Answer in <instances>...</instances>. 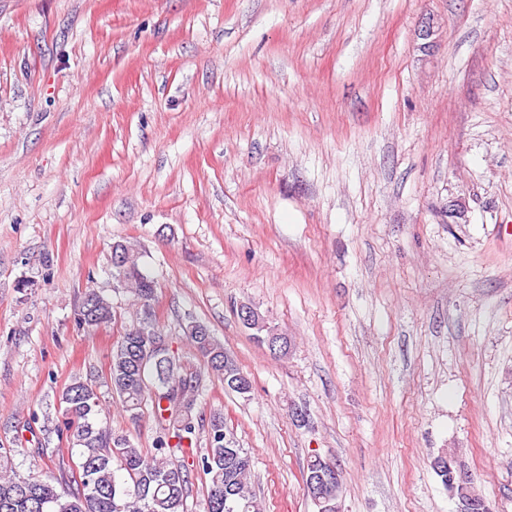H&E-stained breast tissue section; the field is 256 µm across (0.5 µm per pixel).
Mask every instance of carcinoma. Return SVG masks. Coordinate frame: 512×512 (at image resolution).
<instances>
[{"label":"carcinoma","mask_w":512,"mask_h":512,"mask_svg":"<svg viewBox=\"0 0 512 512\" xmlns=\"http://www.w3.org/2000/svg\"><path fill=\"white\" fill-rule=\"evenodd\" d=\"M112 255V276L131 290L140 310L136 323L112 348L108 385L131 417L151 410L159 430L155 446L148 452L127 436L99 427L97 387L76 376L59 398L57 430L77 449L79 491L64 493L47 480L21 477L0 455V512H187V475L169 462L167 450L172 438L179 448H190L197 439L195 410L202 376L153 347L164 338L155 317L156 282L127 244L113 243ZM112 318L109 299L96 291L85 295L80 326L96 331L110 326ZM184 335L224 389L240 395L250 392V378L234 359L224 357L227 350L205 325L190 321ZM204 431L208 448L198 465L209 477L205 512H258L248 486L251 456L243 448L224 446L230 439L224 414H210ZM118 471L125 479L117 480Z\"/></svg>","instance_id":"carcinoma-1"}]
</instances>
